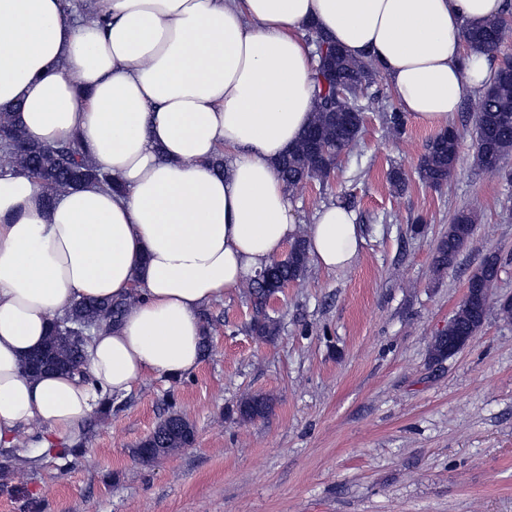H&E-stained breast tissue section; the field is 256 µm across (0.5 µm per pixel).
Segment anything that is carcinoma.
<instances>
[{
  "mask_svg": "<svg viewBox=\"0 0 512 512\" xmlns=\"http://www.w3.org/2000/svg\"><path fill=\"white\" fill-rule=\"evenodd\" d=\"M512 33L507 21L491 20L467 29L468 49L498 58L474 125L475 164L480 168H495L512 151V55L501 53L504 40ZM336 77L357 89V94L346 99L336 98L330 77ZM375 69L371 63L353 59L336 51L325 67H316L315 115L299 143L278 162L279 173L287 189L310 180L325 181L336 168L340 156L352 149L357 141L349 132L346 117L350 110H361L360 94L373 83ZM461 135L455 128L437 133L426 144L416 167V175L423 184L439 187L448 181L459 160ZM0 165H9L24 172L46 190L45 203H50L57 192L89 183L102 185L110 191H119L112 178L105 177L85 151L81 140L74 136L57 145L40 144L28 135L17 121L16 113L0 112ZM478 211L467 207L457 211L448 224V235L440 238L432 252L431 268L436 274L452 266L475 231ZM309 263L302 237L291 243L286 256L270 266L273 276L288 284L305 278ZM499 274V260L494 254L484 258L479 268L468 278L471 288H478L482 297L492 296ZM254 315L249 332L263 340L278 335L276 319L266 312L269 288L266 282L254 278L249 286ZM127 303L110 299H88L77 303L68 314L53 322L44 347L25 362L31 373L46 369L75 370L85 362L88 343L75 336L83 323L97 329L103 324L116 325L125 312ZM488 309L477 303L472 309H458L448 321L452 336H475L482 327ZM273 410V398L266 394H251L237 406V415L244 423L267 418ZM194 425L176 412L169 413L139 444L131 449L133 457L151 463L179 448H188L195 442Z\"/></svg>",
  "mask_w": 512,
  "mask_h": 512,
  "instance_id": "cac0c4a2",
  "label": "carcinoma"
}]
</instances>
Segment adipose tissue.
<instances>
[{
  "label": "adipose tissue",
  "mask_w": 512,
  "mask_h": 512,
  "mask_svg": "<svg viewBox=\"0 0 512 512\" xmlns=\"http://www.w3.org/2000/svg\"><path fill=\"white\" fill-rule=\"evenodd\" d=\"M0 0V109L33 140L80 133L120 193L86 185L44 208V189L0 168V448H76L104 395L199 366L200 314L255 278L297 235L277 162L313 119L316 27L386 76L402 112L443 128L484 90L469 27L507 0ZM223 155L224 173L211 161ZM305 239L328 270L362 239L344 205ZM88 297L127 298L94 331L79 375L32 376L24 359Z\"/></svg>",
  "instance_id": "adipose-tissue-1"
}]
</instances>
